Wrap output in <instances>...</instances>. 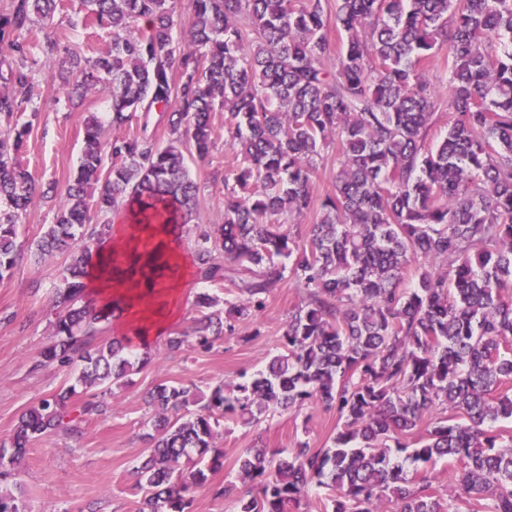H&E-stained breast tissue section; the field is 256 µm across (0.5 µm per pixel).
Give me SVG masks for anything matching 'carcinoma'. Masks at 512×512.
<instances>
[{"mask_svg": "<svg viewBox=\"0 0 512 512\" xmlns=\"http://www.w3.org/2000/svg\"><path fill=\"white\" fill-rule=\"evenodd\" d=\"M191 2L185 17L177 0H83V27L112 34L94 58L62 42L61 0L0 4V281L25 249L66 257L33 369L73 370L0 439V512H27L30 443L110 415L113 389L152 362L146 322L103 336L169 292L183 244L204 285L194 350L237 337L286 278L304 298L263 369L205 393L191 381L146 393L137 512H191L197 488L236 497L239 512H292L312 490L324 512H512V436L495 427L512 421V0H336L331 14L323 0ZM331 23L347 38L333 69ZM443 48L455 113L437 138L424 70ZM39 57L105 94L110 120H87L76 173L50 187L53 223L29 241L24 218L44 193L22 163L32 122L14 117L38 112ZM214 112L244 165L224 176V223L201 224L187 160L210 155ZM333 142L334 193L316 204ZM308 213L300 241L282 218ZM97 266L127 291L90 289ZM226 282L234 297L212 293ZM185 342L173 331L164 351ZM306 405L336 412L331 441L244 449L238 478L254 494L211 483L226 422L256 427ZM442 459L446 505L428 476Z\"/></svg>", "mask_w": 512, "mask_h": 512, "instance_id": "cac0c4a2", "label": "carcinoma"}]
</instances>
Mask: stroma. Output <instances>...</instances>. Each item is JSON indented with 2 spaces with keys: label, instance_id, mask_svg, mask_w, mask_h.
Here are the masks:
<instances>
[{
  "label": "stroma",
  "instance_id": "obj_1",
  "mask_svg": "<svg viewBox=\"0 0 512 512\" xmlns=\"http://www.w3.org/2000/svg\"><path fill=\"white\" fill-rule=\"evenodd\" d=\"M80 0H65L56 13L60 28L72 45L93 58L111 43L104 30L81 26ZM39 114L33 121L23 160L40 185L72 177L79 161L84 122L89 114L104 112L105 97L98 92L69 99L68 84L59 69L36 65L34 70ZM217 134L208 161H189L200 180L198 214L203 224L224 220V175L242 161L225 143L223 113H216ZM65 269L63 255L35 260L24 255L15 275L0 282V438L11 434L19 415L67 381V372L54 368L33 370L34 354L49 340L48 302ZM168 305L145 299L142 310L162 311L166 329L190 330L198 283L189 268H181L171 282ZM303 300L293 282L281 283L268 297L255 322L241 325L237 338L219 342L211 350H188L180 356L160 355L134 377V384L115 390L112 414L87 424L77 435L59 434L31 443L22 461L23 498L28 512H135L142 494L133 467L147 443V408L143 398L162 381L190 380L207 388L220 380L232 381L265 365L280 349L281 329L289 312ZM336 431V415L319 406L302 413L272 415L256 427L226 424L219 445L224 467L212 474L215 485L235 479V460L246 448L263 445L290 448L300 439L322 444Z\"/></svg>",
  "mask_w": 512,
  "mask_h": 512
}]
</instances>
